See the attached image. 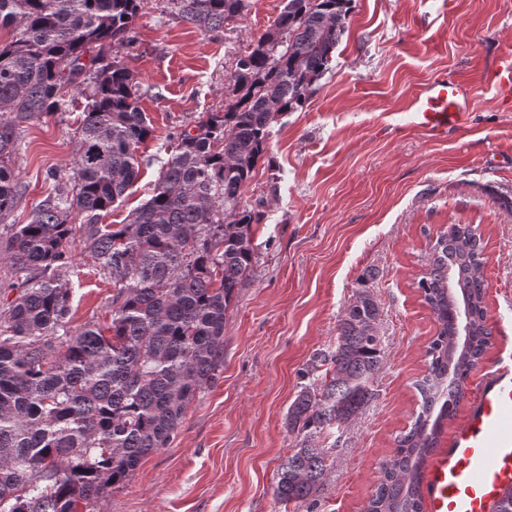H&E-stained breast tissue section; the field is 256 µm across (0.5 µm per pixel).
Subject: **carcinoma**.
Instances as JSON below:
<instances>
[{
  "instance_id": "obj_1",
  "label": "carcinoma",
  "mask_w": 512,
  "mask_h": 512,
  "mask_svg": "<svg viewBox=\"0 0 512 512\" xmlns=\"http://www.w3.org/2000/svg\"><path fill=\"white\" fill-rule=\"evenodd\" d=\"M142 0H0V218L23 189L11 167L19 124L84 98L75 130L73 180L58 182L25 224H15L0 260L21 293L0 310V512H94L142 460L167 447L197 392L224 363L226 314L254 265L260 210L241 192L267 151L277 117L301 108L331 69L352 0H287L236 62L224 111L199 117L194 135L173 132L152 196L127 224H102L154 158L139 153L153 134L138 83L124 62ZM177 14L218 33L247 0H171ZM83 219L72 223L73 216ZM76 239L112 279V321L67 329L71 288L61 270ZM483 240L452 224L431 245L417 281L437 330L421 401L396 437L364 512H423L420 465L465 396L488 347ZM370 275L345 305L336 346L313 356L288 407L295 448L277 470L283 506L314 501L329 449L324 432L354 420L375 395L383 367L379 307ZM470 337L457 339L460 305Z\"/></svg>"
}]
</instances>
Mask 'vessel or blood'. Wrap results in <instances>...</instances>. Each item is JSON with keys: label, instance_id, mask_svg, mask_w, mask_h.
<instances>
[{"label": "vessel or blood", "instance_id": "obj_1", "mask_svg": "<svg viewBox=\"0 0 512 512\" xmlns=\"http://www.w3.org/2000/svg\"><path fill=\"white\" fill-rule=\"evenodd\" d=\"M501 104L512 107V51L486 71ZM465 81L438 77L413 98L412 124L432 137H447L469 111ZM512 487V359L501 361L476 385L468 413L447 447L425 460L422 491L427 512H497Z\"/></svg>", "mask_w": 512, "mask_h": 512}]
</instances>
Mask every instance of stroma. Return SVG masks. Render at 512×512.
Returning <instances> with one entry per match:
<instances>
[{"instance_id": "35a3bbf8", "label": "stroma", "mask_w": 512, "mask_h": 512, "mask_svg": "<svg viewBox=\"0 0 512 512\" xmlns=\"http://www.w3.org/2000/svg\"><path fill=\"white\" fill-rule=\"evenodd\" d=\"M286 0H248L241 18L207 33L168 0H142L125 62L152 121L145 154L166 157L175 127L223 110L236 60ZM512 48V0H353L332 69L303 108L281 116L244 187L261 207L253 270L224 328V364L188 406L173 442L141 462L96 512H284L277 468L295 445L285 416L310 358L332 350L357 278L375 273L384 365L372 402L341 431L322 436L329 472L316 512H363L382 462L419 405L436 321L416 283L439 228L476 226L484 243L492 341L466 386L512 357V108L484 71ZM467 79L472 109L447 139L408 125L417 91L436 77ZM78 111L22 123L11 158L24 194L0 219L12 225L74 170ZM159 165L142 168L106 224L128 223L153 192ZM62 276L68 327L109 325L112 281L81 242Z\"/></svg>"}]
</instances>
